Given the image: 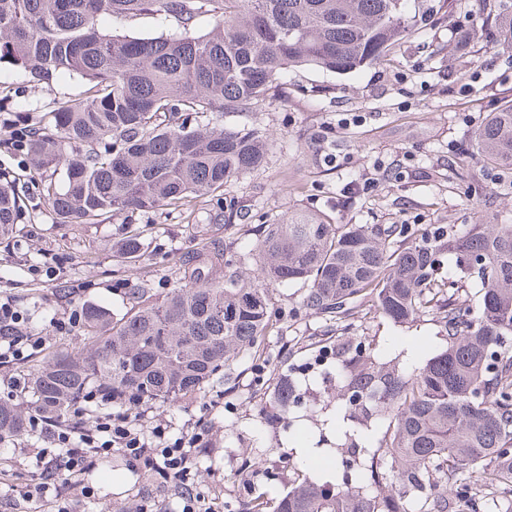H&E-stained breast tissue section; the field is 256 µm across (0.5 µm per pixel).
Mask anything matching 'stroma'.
<instances>
[{"instance_id": "obj_1", "label": "stroma", "mask_w": 512, "mask_h": 512, "mask_svg": "<svg viewBox=\"0 0 512 512\" xmlns=\"http://www.w3.org/2000/svg\"><path fill=\"white\" fill-rule=\"evenodd\" d=\"M437 8L438 0H412L411 31L387 61L342 76L298 69L275 96L251 111L225 115V126L258 129L270 140L263 165L224 188L234 205L232 217L212 202L146 215L148 248L129 273L112 262V244L123 238L125 222L56 223L26 178V153L5 143L4 124L35 123L53 102L78 94L80 79L65 75L35 87L20 69H0V167L19 177V190L30 198L27 219L0 239V298L30 314L29 331L45 338L44 347L27 358L0 363V401H21L24 394L12 390V381L26 380L45 353L80 342L81 326L61 333L51 319L69 320L89 302L125 314L133 305L124 289L129 276L151 281L157 295H165L178 284L180 257L205 244H223L239 267L250 269L242 243L253 240L260 225L281 223L293 213H321L336 224L412 229L512 224V170L481 167L470 152L473 129L512 98V47L486 36L458 49L460 30L479 25L478 16L464 6L445 15ZM305 292L302 284L269 288L277 322L266 339L263 378L255 377V361L248 358L203 396L142 409L146 421L169 420L175 437L208 429L206 443L195 451L197 490L209 499L223 498L224 512L277 500L296 473L311 478L319 469L339 471L340 458L321 457L315 469L297 447L355 448L382 431L383 421L374 419L364 435H349L336 421L330 400L339 384L337 343L362 347L405 372L447 346L434 314L400 324L375 315L361 298L357 314L343 327L306 313ZM285 372L300 383L304 399L300 421L290 428L265 405ZM41 445L30 434L0 441V456L14 461L12 485L31 482L35 462L22 451ZM84 484L89 495L60 483L49 496L69 512L113 506L134 512L144 498L158 512L180 508L176 490L158 488L147 472L118 454L100 459Z\"/></svg>"}]
</instances>
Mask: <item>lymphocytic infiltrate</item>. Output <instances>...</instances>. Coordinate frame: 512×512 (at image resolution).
<instances>
[{
  "mask_svg": "<svg viewBox=\"0 0 512 512\" xmlns=\"http://www.w3.org/2000/svg\"><path fill=\"white\" fill-rule=\"evenodd\" d=\"M24 317L12 301L0 302V359L22 357L25 350L39 348L41 337L24 332ZM44 419L32 415L31 430L41 431L46 445L32 451L42 466L39 482L19 492L25 502L46 503V494L58 477L75 481L91 469L97 460L112 452L121 453L132 467H145L157 476L160 485L174 488L183 502L181 512H218V504H206L194 482V450L204 441L202 432L184 434L168 440L166 422L143 428L129 412H107L98 416L85 430H76L68 422H53L44 428Z\"/></svg>",
  "mask_w": 512,
  "mask_h": 512,
  "instance_id": "lymphocytic-infiltrate-1",
  "label": "lymphocytic infiltrate"
}]
</instances>
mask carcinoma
Returning a JSON list of instances; mask_svg holds the SVG:
<instances>
[{"label": "carcinoma", "instance_id": "1", "mask_svg": "<svg viewBox=\"0 0 512 512\" xmlns=\"http://www.w3.org/2000/svg\"><path fill=\"white\" fill-rule=\"evenodd\" d=\"M408 0H0V65L33 85L78 75L85 89L60 99L25 129L30 178L61 224H110L190 199L224 205V186L260 167L267 142L224 126L272 96L291 69L345 75L384 60L409 31ZM471 10L512 46V3ZM150 16L178 31L109 34L105 17ZM211 29L198 34V20ZM475 155L512 169V99L472 134ZM27 208L0 170V235ZM257 275L231 271L213 245L181 258V284L158 298L127 281L135 305L116 317L83 308L82 345L33 365L35 411L67 419L81 405L134 410L203 393L224 369L253 356L273 325L266 283L307 285L303 307L338 320L359 298L395 323L430 309L447 348L406 374L358 350L339 367L336 414L355 426L380 415L376 450L348 449L329 490L304 477L273 512H491L512 493V224H468L408 235L402 225L330 224L295 213L264 224ZM145 237L131 230L112 253L128 270ZM479 262L473 271L467 259ZM478 297L472 308L462 298ZM297 386L283 379L270 401L287 412ZM20 405L0 401V438L28 431ZM390 472L394 487L378 482ZM468 472L472 480L461 482Z\"/></svg>", "mask_w": 512, "mask_h": 512}]
</instances>
